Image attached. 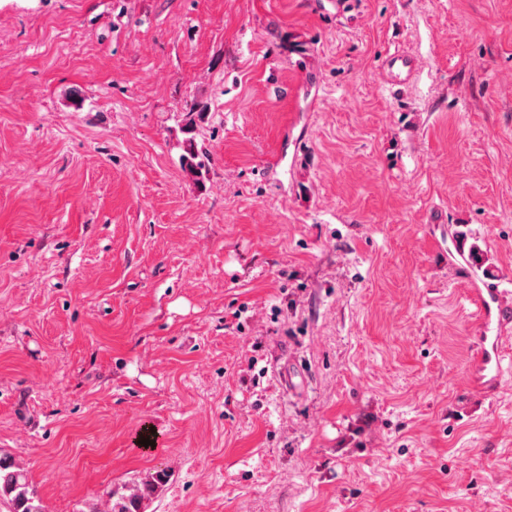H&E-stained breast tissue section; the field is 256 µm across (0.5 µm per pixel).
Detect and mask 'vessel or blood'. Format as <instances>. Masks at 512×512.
<instances>
[{
  "label": "vessel or blood",
  "instance_id": "b4317fda",
  "mask_svg": "<svg viewBox=\"0 0 512 512\" xmlns=\"http://www.w3.org/2000/svg\"><path fill=\"white\" fill-rule=\"evenodd\" d=\"M470 301L475 307L474 317L481 331L476 342L470 371L479 390H492L504 379V343L512 334L506 325L512 320V301L505 289L491 282L471 289Z\"/></svg>",
  "mask_w": 512,
  "mask_h": 512
}]
</instances>
